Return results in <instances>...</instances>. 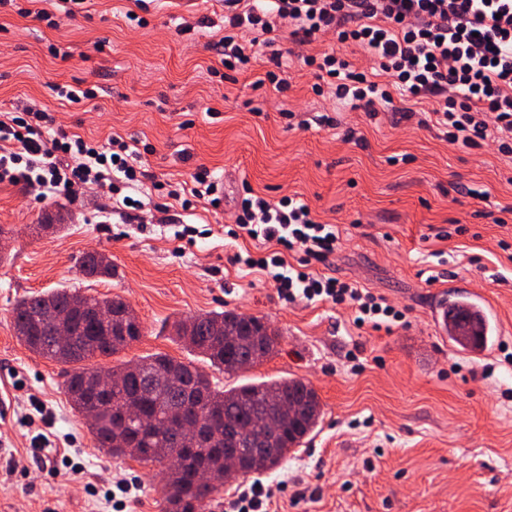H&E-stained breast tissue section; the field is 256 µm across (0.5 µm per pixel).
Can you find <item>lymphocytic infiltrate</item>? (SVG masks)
<instances>
[{"label": "lymphocytic infiltrate", "instance_id": "1", "mask_svg": "<svg viewBox=\"0 0 512 512\" xmlns=\"http://www.w3.org/2000/svg\"><path fill=\"white\" fill-rule=\"evenodd\" d=\"M331 33L375 61L386 82L351 70L332 52L306 56L336 99L374 111L394 95L435 106L418 123L436 128L449 144L478 149L494 139L512 154V0H224L225 69L248 68L254 48L267 49L265 79L277 92L291 87L283 67L285 42L305 44ZM53 117L34 104L0 113V185L37 189L40 200L71 197L93 185L112 200L140 183L138 147L115 134L106 144L77 134L50 135ZM167 196L182 210L224 198L206 167L170 184ZM231 239L264 241L263 251L236 255L238 265L260 271L284 301L346 304L358 325L400 322L402 310L357 284L315 271L335 254L339 231L317 222L310 206L291 196L271 200L243 185ZM296 262H288V255Z\"/></svg>", "mask_w": 512, "mask_h": 512}]
</instances>
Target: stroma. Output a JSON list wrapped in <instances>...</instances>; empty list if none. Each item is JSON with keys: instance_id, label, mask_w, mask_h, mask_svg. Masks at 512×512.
Instances as JSON below:
<instances>
[{"instance_id": "1", "label": "stroma", "mask_w": 512, "mask_h": 512, "mask_svg": "<svg viewBox=\"0 0 512 512\" xmlns=\"http://www.w3.org/2000/svg\"><path fill=\"white\" fill-rule=\"evenodd\" d=\"M39 8L0 9V113L30 101L88 142L119 134L152 150L142 156L138 224L90 185L64 208L22 185L0 187L10 252L0 263V512H166L160 466L96 448L64 390V365L14 333L15 303L56 288L122 298L138 316L139 341L99 358L101 368L162 353L222 387L293 377L317 390L323 419L311 438L283 466L226 482L199 512H225L257 483L284 487L270 512H512V156L449 144L405 119L398 95L372 117L317 94L304 56L333 51L370 68L329 35L292 45V86L280 94L258 83L269 68L262 55L249 70L214 75L224 9L213 0H149L141 26L127 17L132 0H88L54 28ZM201 19L206 27L179 34ZM63 84L97 95L63 101L53 91ZM323 114L336 127L318 125ZM199 166L223 181V206L171 205L167 183ZM245 183L274 200L299 196L336 225L324 274L384 296L405 324L377 331L356 326L345 305L283 301L263 275L234 264L235 253L262 247L225 235ZM456 220L468 233L451 234ZM185 225L195 244L176 239ZM91 250L110 257L111 276L82 274L78 260ZM452 281L498 309L485 355L459 350L432 321ZM224 310L270 324L277 352L230 377L176 339L175 320ZM42 432L52 452H35Z\"/></svg>"}]
</instances>
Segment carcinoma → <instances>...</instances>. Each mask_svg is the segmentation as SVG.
Masks as SVG:
<instances>
[{
  "instance_id": "cac0c4a2",
  "label": "carcinoma",
  "mask_w": 512,
  "mask_h": 512,
  "mask_svg": "<svg viewBox=\"0 0 512 512\" xmlns=\"http://www.w3.org/2000/svg\"><path fill=\"white\" fill-rule=\"evenodd\" d=\"M79 264L87 277L112 275V262L101 253H86ZM77 294L75 289L58 288L19 300L13 308L16 336L34 353L72 366L65 389L78 413L95 411L89 430L96 447L113 457L158 462L165 467L163 492L169 512H197L204 500L219 492L221 484L200 482L197 469L205 466L224 473L226 449H265L259 459H241L245 475L261 473L278 466L321 422L320 397L301 379L245 383L219 390L193 363L162 354L112 369V393L105 397L92 395L85 377L95 367L85 362L125 350L141 336V324L136 317L117 321L111 327L93 324L77 312L72 320L71 341L59 347L52 330L36 321L35 315L65 308ZM90 300L114 316L130 308L121 298L92 296ZM468 318L464 304H448V338L464 350L482 344V337L467 334ZM266 326L261 318L224 310L181 320L175 324V331L210 366L232 376L248 359L262 361L276 351L280 335L276 331L268 334ZM180 413L201 417L209 436L189 459L171 463L155 457L153 449L183 447L182 435L171 422Z\"/></svg>"
}]
</instances>
